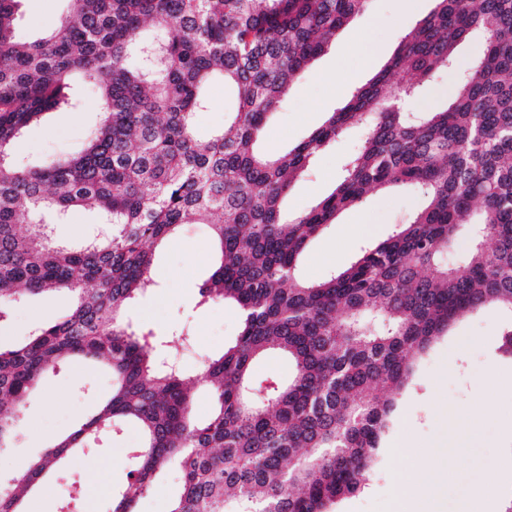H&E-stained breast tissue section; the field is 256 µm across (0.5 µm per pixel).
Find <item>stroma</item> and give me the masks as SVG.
Returning <instances> with one entry per match:
<instances>
[{
    "label": "stroma",
    "instance_id": "stroma-1",
    "mask_svg": "<svg viewBox=\"0 0 512 512\" xmlns=\"http://www.w3.org/2000/svg\"><path fill=\"white\" fill-rule=\"evenodd\" d=\"M433 6V0H412L404 10L400 0H368L365 12L345 25L335 43L312 61L307 77L294 86L265 128L261 147L286 150L319 127L327 113L341 107L346 97L345 91L337 90L331 82V75H346L347 89L365 84L375 68L385 65L409 28ZM67 11V0H21L16 22L20 39L41 37L58 26ZM368 43L381 48L371 69L363 68L355 51L356 45ZM207 94L209 109L196 115V128L202 135L222 129L228 113L236 108L232 90L224 83L211 84ZM96 120V113L88 107L47 113L26 129L15 145V154L32 166L55 156L74 155L84 147ZM361 134L360 128L347 129L312 160L288 194L289 210L307 209L333 189L345 162L357 150ZM420 203V194L411 189L394 188L369 196L341 213L335 224L308 244L300 260V275L318 281L329 271L350 265L361 246L374 238H386L392 226L405 223ZM212 256L213 242L207 228L183 225L177 237L156 253L154 287L129 310L135 326L155 334L165 335L182 327L189 330L192 345L181 352L179 361L198 377L203 374V360L222 351L239 331V314L233 304L199 302L198 287L211 273ZM70 305L71 299L65 294L35 295L15 305L10 320L0 326V348L21 344L36 325L63 316ZM505 320L498 312L471 314L415 359L406 389L395 398L367 481L356 494L338 499L333 512H387L393 477L384 450L403 436L420 445L436 444L433 465L455 475L454 483L441 490L448 501H456L469 486L480 484L492 488L499 506L512 502V469L501 466L503 458L512 457V433H504L498 418L490 414L482 419L480 433L472 439L466 422L459 418L460 409L478 396L488 369L512 378V359L498 349V334ZM107 386V378L81 362L48 374L21 417L17 440L0 448V472L23 470L53 438L71 429L94 406L96 393ZM139 444L138 430L129 428L75 460L83 491L78 512H107L110 491L124 481L128 453ZM104 463L110 464L111 472L109 481L102 483L93 475Z\"/></svg>",
    "mask_w": 512,
    "mask_h": 512
}]
</instances>
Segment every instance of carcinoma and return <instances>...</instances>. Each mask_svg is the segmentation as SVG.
Here are the masks:
<instances>
[{
    "label": "carcinoma",
    "mask_w": 512,
    "mask_h": 512,
    "mask_svg": "<svg viewBox=\"0 0 512 512\" xmlns=\"http://www.w3.org/2000/svg\"><path fill=\"white\" fill-rule=\"evenodd\" d=\"M20 0H0V324L29 294L66 290L75 305L28 340L0 350V447L45 374L73 359L100 368L109 389L92 413L0 490V512H31L44 478L81 485L70 461L108 433L137 428L126 483L110 512H135L158 473L181 483L171 512H330L367 480L413 359L457 320L512 315V0H434L395 55L346 104L284 153L259 138L308 63L368 0H68V15L33 42L18 39ZM485 38L461 69L450 104L419 116L400 99ZM81 75L100 120L81 153L37 168L9 151L23 129L75 105ZM233 87L238 109L202 137L195 114L208 86ZM364 129L337 186L310 209L283 201L311 159L346 129ZM421 190L410 222L361 249L321 281L299 275L308 243L342 212L394 187ZM80 208L112 233L56 245L49 225ZM184 224H206L218 258L199 303L231 300L234 342L206 360L213 407L191 417L195 381L127 306L155 286L153 250ZM466 256L448 264L457 241ZM271 352L288 378L263 386ZM288 359L279 354H271L260 360L254 371L256 379L266 377H288Z\"/></svg>",
    "instance_id": "obj_1"
}]
</instances>
